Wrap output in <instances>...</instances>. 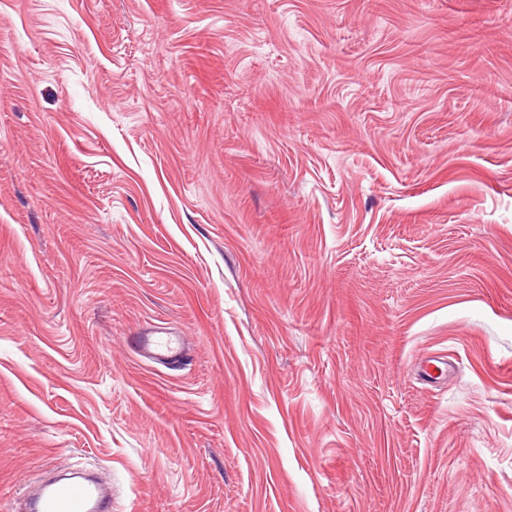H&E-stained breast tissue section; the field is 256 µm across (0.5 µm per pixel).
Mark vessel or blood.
<instances>
[{"instance_id":"vessel-or-blood-1","label":"vessel or blood","mask_w":512,"mask_h":512,"mask_svg":"<svg viewBox=\"0 0 512 512\" xmlns=\"http://www.w3.org/2000/svg\"><path fill=\"white\" fill-rule=\"evenodd\" d=\"M142 355L165 360L179 354L182 345L160 332H147L135 340ZM28 512H112V498L97 481H57L44 485L28 499Z\"/></svg>"}]
</instances>
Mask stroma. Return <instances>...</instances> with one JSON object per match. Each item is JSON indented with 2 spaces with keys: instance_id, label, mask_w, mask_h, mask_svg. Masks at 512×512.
I'll use <instances>...</instances> for the list:
<instances>
[{
  "instance_id": "1",
  "label": "stroma",
  "mask_w": 512,
  "mask_h": 512,
  "mask_svg": "<svg viewBox=\"0 0 512 512\" xmlns=\"http://www.w3.org/2000/svg\"><path fill=\"white\" fill-rule=\"evenodd\" d=\"M79 468L512 512V0H0V512ZM135 340V345L139 347V352L151 359L165 360L169 359L182 351V345L179 341L173 340L171 336L161 335L164 332L141 333Z\"/></svg>"
}]
</instances>
